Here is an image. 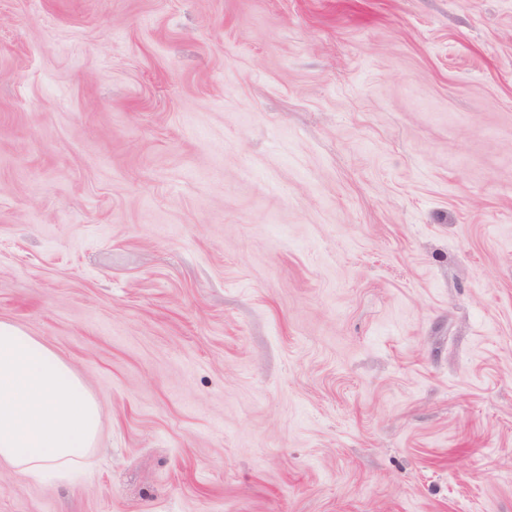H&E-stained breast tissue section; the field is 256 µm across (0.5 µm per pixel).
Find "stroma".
Returning a JSON list of instances; mask_svg holds the SVG:
<instances>
[{
  "label": "stroma",
  "mask_w": 512,
  "mask_h": 512,
  "mask_svg": "<svg viewBox=\"0 0 512 512\" xmlns=\"http://www.w3.org/2000/svg\"><path fill=\"white\" fill-rule=\"evenodd\" d=\"M0 321V512H512V0H0ZM99 411L54 350L0 321V470L38 479L83 463L100 432Z\"/></svg>",
  "instance_id": "1"
}]
</instances>
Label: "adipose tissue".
<instances>
[{"label":"adipose tissue","instance_id":"1","mask_svg":"<svg viewBox=\"0 0 512 512\" xmlns=\"http://www.w3.org/2000/svg\"><path fill=\"white\" fill-rule=\"evenodd\" d=\"M100 432L99 405L51 348L0 321V470L30 479L85 461Z\"/></svg>","mask_w":512,"mask_h":512}]
</instances>
